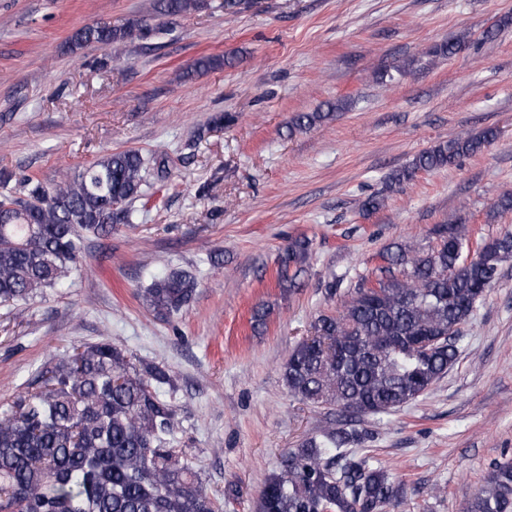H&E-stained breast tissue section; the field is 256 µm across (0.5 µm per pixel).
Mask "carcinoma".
Masks as SVG:
<instances>
[{
	"label": "carcinoma",
	"instance_id": "1",
	"mask_svg": "<svg viewBox=\"0 0 512 512\" xmlns=\"http://www.w3.org/2000/svg\"><path fill=\"white\" fill-rule=\"evenodd\" d=\"M202 0H159L164 16ZM138 19L100 21L76 30L71 48L146 39ZM328 112L301 113L307 128ZM494 128L464 133L416 156L388 177L389 189L420 172L454 165L482 152ZM140 152L110 153L47 187L24 180L27 195H0V307L43 297L63 285L84 258L85 241L131 224L130 204L144 193ZM428 251L403 245L381 254L373 276L360 278L334 311L315 318L314 335L299 342L283 366L295 399L357 415L396 411L424 395L456 361L467 325L512 256V233L485 244L465 262L470 230L443 224ZM312 242L292 239L279 258L278 280L295 288ZM197 279L174 270L141 291L150 311L170 316L189 305ZM172 385L159 365L139 368L111 342L62 354L0 414V512H220L221 506L173 448L174 411L159 389ZM365 440L353 429L326 430L283 452L258 496V512H384L398 502L392 474L357 455ZM466 512H512V460L492 464Z\"/></svg>",
	"mask_w": 512,
	"mask_h": 512
}]
</instances>
